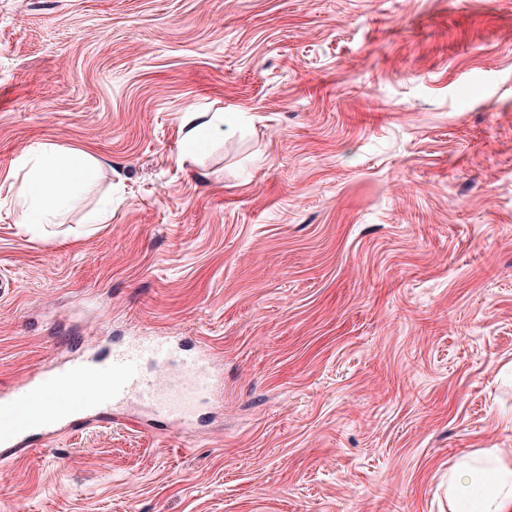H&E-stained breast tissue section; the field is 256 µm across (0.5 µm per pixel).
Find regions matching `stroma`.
<instances>
[{"label":"stroma","mask_w":512,"mask_h":512,"mask_svg":"<svg viewBox=\"0 0 512 512\" xmlns=\"http://www.w3.org/2000/svg\"><path fill=\"white\" fill-rule=\"evenodd\" d=\"M44 144L98 171L32 230ZM136 336L223 396L34 439L0 512H449L512 459V0H0V392ZM182 124L186 129L185 146L194 150L210 130L220 131L224 128V112H200L194 107L183 112ZM448 502L456 512H511L512 462L499 448L462 457L448 470Z\"/></svg>","instance_id":"35a3bbf8"}]
</instances>
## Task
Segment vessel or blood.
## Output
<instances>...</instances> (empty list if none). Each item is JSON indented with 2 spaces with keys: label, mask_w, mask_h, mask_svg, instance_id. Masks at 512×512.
<instances>
[{
  "label": "vessel or blood",
  "mask_w": 512,
  "mask_h": 512,
  "mask_svg": "<svg viewBox=\"0 0 512 512\" xmlns=\"http://www.w3.org/2000/svg\"><path fill=\"white\" fill-rule=\"evenodd\" d=\"M220 381L205 353L184 355L162 340H142L90 354L34 374L0 398V457L23 452L35 434L50 439L62 428L130 405L188 430L197 402Z\"/></svg>",
  "instance_id": "vessel-or-blood-1"
}]
</instances>
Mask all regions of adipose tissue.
<instances>
[{"instance_id":"obj_1","label":"adipose tissue","mask_w":512,"mask_h":512,"mask_svg":"<svg viewBox=\"0 0 512 512\" xmlns=\"http://www.w3.org/2000/svg\"><path fill=\"white\" fill-rule=\"evenodd\" d=\"M96 171L89 154L42 145L31 177L19 187L25 224H48L71 209ZM448 502L462 512H512V461L497 448L462 457L448 470Z\"/></svg>"}]
</instances>
